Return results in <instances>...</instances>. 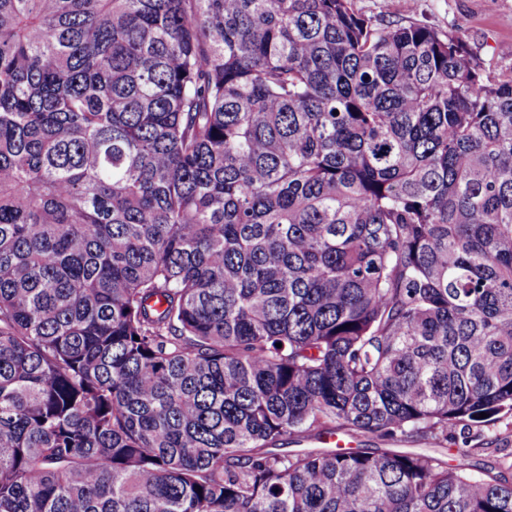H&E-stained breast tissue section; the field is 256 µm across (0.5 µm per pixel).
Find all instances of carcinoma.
<instances>
[{"instance_id":"obj_1","label":"carcinoma","mask_w":512,"mask_h":512,"mask_svg":"<svg viewBox=\"0 0 512 512\" xmlns=\"http://www.w3.org/2000/svg\"><path fill=\"white\" fill-rule=\"evenodd\" d=\"M406 14L0 0V512H512L394 447L512 413V77Z\"/></svg>"}]
</instances>
